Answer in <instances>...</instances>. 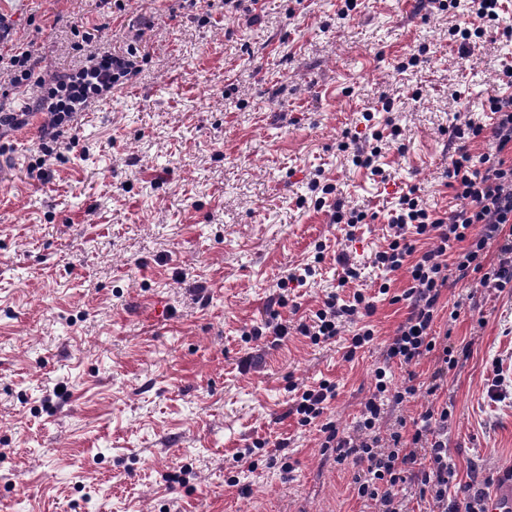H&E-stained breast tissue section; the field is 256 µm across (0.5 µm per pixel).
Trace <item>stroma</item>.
Listing matches in <instances>:
<instances>
[{
  "label": "stroma",
  "mask_w": 512,
  "mask_h": 512,
  "mask_svg": "<svg viewBox=\"0 0 512 512\" xmlns=\"http://www.w3.org/2000/svg\"><path fill=\"white\" fill-rule=\"evenodd\" d=\"M342 6L259 0L253 21L224 0H0L42 77L95 50L136 51L140 67L81 115L47 179L29 172L40 118L0 139L15 163L0 185V512H371L318 427L288 414L289 386L334 381L326 416L352 431L408 312L377 298L371 259L409 187L438 213L460 208L449 134L470 117L491 124L489 99L508 92L512 0L492 22L466 0ZM457 26L484 29L473 55L450 38ZM417 51L422 64L401 70ZM382 95L393 111L377 110ZM369 109L375 129L401 130L381 178L341 149ZM318 175L371 214L355 239L315 207ZM341 253L361 269L343 287ZM307 264L314 275L272 310L280 279ZM332 290L376 299L374 339L350 360L344 338L296 331ZM441 303L437 334L469 354L446 399L418 392L382 427L447 406L455 489L512 467V288L452 281ZM274 315L288 338L245 339ZM258 438L287 440L293 472L262 461L228 486Z\"/></svg>",
  "instance_id": "obj_1"
}]
</instances>
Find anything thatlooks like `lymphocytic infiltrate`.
<instances>
[{"instance_id": "lymphocytic-infiltrate-1", "label": "lymphocytic infiltrate", "mask_w": 512, "mask_h": 512, "mask_svg": "<svg viewBox=\"0 0 512 512\" xmlns=\"http://www.w3.org/2000/svg\"><path fill=\"white\" fill-rule=\"evenodd\" d=\"M9 62L10 82L19 85L32 76V53L14 42L11 26L0 14V63ZM136 68L134 53L94 52L81 68L39 80L40 95L30 112L0 113V129L19 130L28 126L32 112L44 116L41 152L52 157L73 129L90 102L121 87ZM492 126L467 119L456 126L455 138L475 139L491 135L497 155L476 157L458 149L448 163V185L461 202L460 209L441 216L423 203L418 187L399 196L389 224L393 235L387 247L375 253L373 267L382 275L407 269L412 285L402 295L408 315L386 344L382 363L375 370V389L361 410L353 432L340 430L335 421L323 415L337 395V385L321 380L318 385L297 391L288 409L299 425L319 426L324 435V455L337 466L354 467L353 484L360 499L371 502L378 512H407L404 502L415 493L428 502L429 512H486L485 481H471L450 492L451 466L448 462V411L427 409L406 424L382 431L381 422L388 408L402 404L419 390L436 395L442 389L449 367L457 362L456 351L438 342L434 330L441 310L442 290L449 277L470 282L478 278L484 288L512 285V164L501 153L512 149V95L489 101ZM317 206H329L332 223L347 227L348 238H355L368 214L345 207L335 200L336 185L313 180ZM430 241L423 253L414 243ZM497 247L498 260L487 264L490 247ZM375 303L357 291L351 300L329 292L312 322L299 323L297 330L319 344L336 338L347 325L355 330L347 340V357L373 341L375 331L366 319ZM436 356L438 365L426 386H419L411 365L426 356ZM407 366L402 385L392 386L391 365Z\"/></svg>"}]
</instances>
